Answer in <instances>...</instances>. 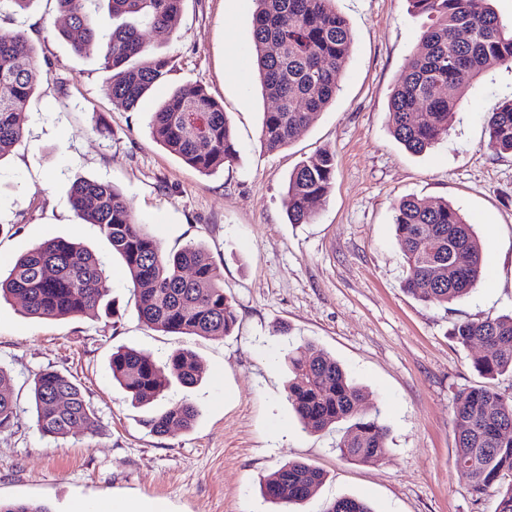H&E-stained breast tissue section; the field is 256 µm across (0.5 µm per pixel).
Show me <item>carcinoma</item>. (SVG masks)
<instances>
[{
	"label": "carcinoma",
	"instance_id": "obj_1",
	"mask_svg": "<svg viewBox=\"0 0 512 512\" xmlns=\"http://www.w3.org/2000/svg\"><path fill=\"white\" fill-rule=\"evenodd\" d=\"M66 25L61 34L76 55L104 48L112 71L106 93L127 110L170 74V61L150 54L142 29L169 27L183 0H105L120 23L100 41L90 0H56ZM333 0H255L251 54L263 96L273 103L264 113L261 144L270 152L292 143L336 96L338 76L349 57L352 37ZM411 10L431 25L421 48L405 64L389 99L391 132L413 155L434 147L452 126L467 84L494 65L512 64V29H507L491 0H408ZM47 79L36 48L20 30L0 31V158L25 133L32 98ZM153 138L171 154L203 174L234 160L237 141L224 109L205 90L179 87L150 115ZM488 146L512 152V100L487 115ZM336 179V161L322 152L300 162L288 177L284 205L292 224H307ZM69 202L87 223L96 224L119 254L134 285L143 322L166 333L228 336L237 322L224 294L218 267L198 244L166 253L133 218L125 197L111 184L75 181ZM393 224L405 259L403 288L414 298L447 304L481 280L484 261L473 227L443 201L414 196L399 199ZM108 277L99 260L80 243L53 238L22 254L7 277L0 278V301L20 299L25 314L43 319L93 316L111 309ZM452 339L477 349L474 368L486 379L512 375V315L454 324ZM286 394L304 429L319 433L341 423L347 429L336 443L341 456L376 464L386 453L387 431L378 415L361 409L365 392L345 369L311 341L288 344ZM112 380L137 403L164 393L171 380L185 387L198 383L202 365L188 349L158 362L135 349H119L110 359ZM9 380L0 367V432L18 426L16 401L4 393ZM34 417L42 435L66 438L92 433L98 419L77 383L56 370L35 375L31 386ZM197 417L187 402L172 405L149 420L151 432L189 430ZM455 465L480 495L496 485V512H512V398L491 384L468 388L453 411ZM318 467L290 460L263 477L261 491L272 504H302L325 482ZM307 493L299 498L293 487ZM0 512H49L39 503L0 501ZM325 512H373L360 498L342 497Z\"/></svg>",
	"mask_w": 512,
	"mask_h": 512
}]
</instances>
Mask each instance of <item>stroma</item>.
<instances>
[{
	"label": "stroma",
	"mask_w": 512,
	"mask_h": 512,
	"mask_svg": "<svg viewBox=\"0 0 512 512\" xmlns=\"http://www.w3.org/2000/svg\"><path fill=\"white\" fill-rule=\"evenodd\" d=\"M333 5L353 39L336 97L274 152L260 142L268 104L251 55L253 0H183L170 32H146L173 70L134 111L106 94L101 52L76 56L58 35L55 0L0 13V29L26 31L48 73L22 141L0 158V269L45 240L77 239L104 265L118 309L114 317L44 320L28 317L21 303L0 305V368L20 417L18 428L0 433L1 500L78 512L117 490L165 500L171 512H273L261 478L300 460L327 478L293 512H324L341 497L365 499L374 512H495L496 488L475 495L454 465L456 398L484 379L472 350L450 333L460 320L512 313V154L490 149L486 131L488 112L512 98V65L476 78L447 138L412 155L391 133L388 102L427 18L407 0ZM185 85L204 87L223 105L236 135L235 160L211 175L150 133V112ZM325 150L336 157L333 187L310 223H289L288 175ZM79 179L120 190L165 251L191 242L206 249L237 313L231 335L167 334L141 321L120 257L69 205ZM406 196L448 201L473 224L486 275L468 295L436 305L403 290L393 206ZM289 341L316 343L363 387L365 408L387 430L380 462L343 458L341 430L302 428L284 389ZM120 347L159 361L191 350L202 379L132 404L109 368ZM45 369L74 377L97 414L95 432L58 440L38 432L31 385ZM181 401L197 409L193 428L154 435L147 419Z\"/></svg>",
	"instance_id": "obj_1"
}]
</instances>
